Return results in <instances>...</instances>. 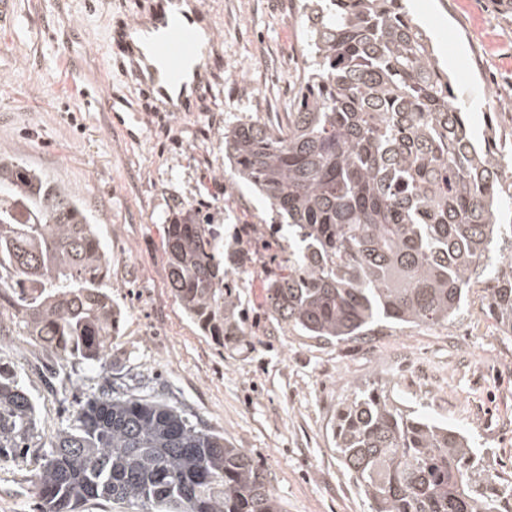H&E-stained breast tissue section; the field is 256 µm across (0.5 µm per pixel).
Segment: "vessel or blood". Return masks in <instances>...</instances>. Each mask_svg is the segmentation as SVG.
Masks as SVG:
<instances>
[{
	"label": "vessel or blood",
	"mask_w": 512,
	"mask_h": 512,
	"mask_svg": "<svg viewBox=\"0 0 512 512\" xmlns=\"http://www.w3.org/2000/svg\"><path fill=\"white\" fill-rule=\"evenodd\" d=\"M112 44L121 72L152 116L163 119L203 108L217 78L211 61L218 38L200 0H147L140 14L115 23ZM84 103L110 113L113 125L124 127V99L92 86Z\"/></svg>",
	"instance_id": "1"
}]
</instances>
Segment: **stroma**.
<instances>
[{
	"label": "stroma",
	"mask_w": 512,
	"mask_h": 512,
	"mask_svg": "<svg viewBox=\"0 0 512 512\" xmlns=\"http://www.w3.org/2000/svg\"><path fill=\"white\" fill-rule=\"evenodd\" d=\"M145 0H0V156L80 199L112 256L108 283L122 312L108 372L63 360L0 318V364L37 404L39 451L68 424L75 399L156 397L224 434L262 469L285 512H369L332 441L336 408L354 390L386 386L401 408L463 433L485 474L512 483V335L472 282L445 326L383 325L363 340L325 342L272 323L268 264L240 286L244 342L220 348L171 295L163 225L177 202L207 210L247 241L271 224L269 203L224 171V130L240 120L286 123L304 73L300 0H205L220 39L219 75L201 112L136 118L132 134L85 110L96 84L133 97L111 60L109 33ZM459 85L475 136L485 115L512 143V8L506 0H411ZM27 471L0 461V512H37Z\"/></svg>",
	"instance_id": "obj_1"
}]
</instances>
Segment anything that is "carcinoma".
<instances>
[{
	"mask_svg": "<svg viewBox=\"0 0 512 512\" xmlns=\"http://www.w3.org/2000/svg\"><path fill=\"white\" fill-rule=\"evenodd\" d=\"M307 66L286 125L224 131L232 174L288 227V255L265 282L279 324L338 342L380 321L442 326L477 270L483 302L512 334V263L494 258L512 170L485 113L470 112L405 0H305ZM168 287L217 346L245 336L238 280L224 268V225L183 205L164 225ZM112 255L65 189L0 158V318L63 358L107 370L121 312ZM33 398L0 367V460L33 466L38 512L105 500L134 512H283L253 458L169 403L99 395L75 403L49 451L34 455ZM333 441L370 512H495L512 485L487 488L460 432L401 409L386 387L353 392Z\"/></svg>",
	"mask_w": 512,
	"mask_h": 512,
	"instance_id": "obj_1",
	"label": "carcinoma"
}]
</instances>
